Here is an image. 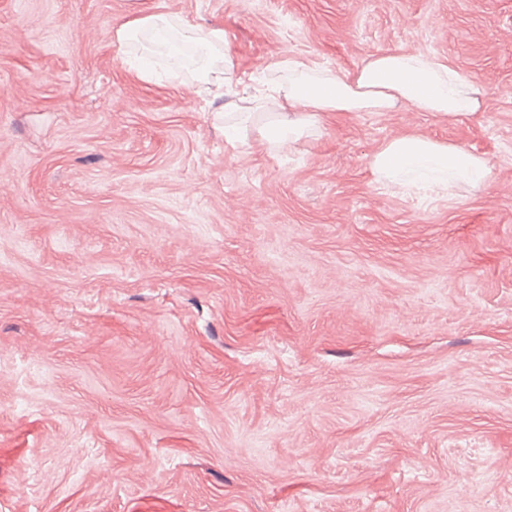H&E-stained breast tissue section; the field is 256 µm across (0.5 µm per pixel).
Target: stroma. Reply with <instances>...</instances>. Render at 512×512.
<instances>
[{
	"label": "stroma",
	"mask_w": 512,
	"mask_h": 512,
	"mask_svg": "<svg viewBox=\"0 0 512 512\" xmlns=\"http://www.w3.org/2000/svg\"><path fill=\"white\" fill-rule=\"evenodd\" d=\"M156 13L243 97L409 50L480 109L233 150L114 45ZM403 135L490 180L377 185ZM0 512H512V0H0Z\"/></svg>",
	"instance_id": "35a3bbf8"
}]
</instances>
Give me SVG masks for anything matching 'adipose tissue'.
Segmentation results:
<instances>
[{
    "mask_svg": "<svg viewBox=\"0 0 512 512\" xmlns=\"http://www.w3.org/2000/svg\"><path fill=\"white\" fill-rule=\"evenodd\" d=\"M144 34L168 45L174 62L169 77H177L179 69H189L201 88L224 83L225 72L234 68L224 54L223 29L150 14L119 26L113 37L122 50ZM287 66L288 83L272 82L258 95L226 103V110L240 116L225 129L231 145H246L258 133L285 147L337 113L388 112L407 104L418 112L460 119L480 107L474 90L454 67L419 52L378 53L344 77L299 59L289 60ZM370 167L378 182L396 191L406 190L400 176L408 172L419 173L416 187L421 191L446 188L451 180L483 185L491 176L483 157L421 136L392 138L372 156Z\"/></svg>",
    "mask_w": 512,
    "mask_h": 512,
    "instance_id": "obj_1",
    "label": "adipose tissue"
}]
</instances>
